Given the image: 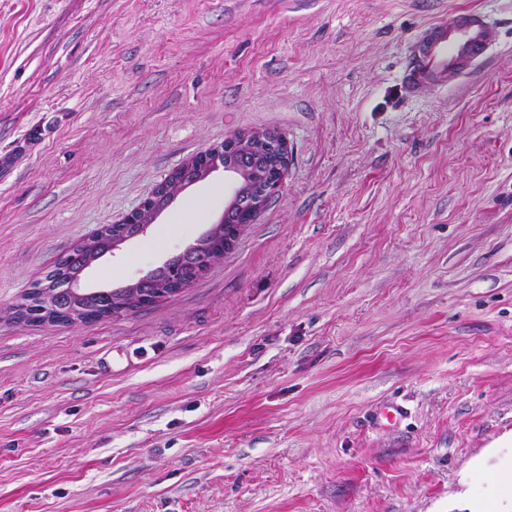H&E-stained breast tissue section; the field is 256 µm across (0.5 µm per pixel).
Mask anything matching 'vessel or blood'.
I'll list each match as a JSON object with an SVG mask.
<instances>
[{
	"mask_svg": "<svg viewBox=\"0 0 512 512\" xmlns=\"http://www.w3.org/2000/svg\"><path fill=\"white\" fill-rule=\"evenodd\" d=\"M489 28L482 11L462 8L430 23L413 42L403 73L415 94L465 78L488 55Z\"/></svg>",
	"mask_w": 512,
	"mask_h": 512,
	"instance_id": "b4317fda",
	"label": "vessel or blood"
}]
</instances>
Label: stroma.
Here are the masks:
<instances>
[{
  "mask_svg": "<svg viewBox=\"0 0 512 512\" xmlns=\"http://www.w3.org/2000/svg\"><path fill=\"white\" fill-rule=\"evenodd\" d=\"M461 7L487 59L409 94L410 42ZM250 129L288 170L206 274L119 317H0V512H512L485 485L512 458V0H0V310ZM235 188H188L85 288Z\"/></svg>",
  "mask_w": 512,
  "mask_h": 512,
  "instance_id": "35a3bbf8",
  "label": "stroma"
}]
</instances>
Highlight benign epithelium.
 Here are the masks:
<instances>
[{
	"label": "benign epithelium",
	"mask_w": 512,
	"mask_h": 512,
	"mask_svg": "<svg viewBox=\"0 0 512 512\" xmlns=\"http://www.w3.org/2000/svg\"><path fill=\"white\" fill-rule=\"evenodd\" d=\"M289 164L288 144L279 133L275 131L236 132L224 138V143L210 148L187 162H185L174 175L180 177L183 187L205 180L219 168L231 173L238 181V187L228 210H239L246 214L239 224H216L211 232L223 233L224 249L217 256L211 258L215 263L232 250L246 225L251 223V217L261 213L272 198L278 193L282 180H269L266 178V169L271 165L278 167L281 174H286ZM168 182H163L152 194L145 197L132 211L123 216L117 223L106 225L95 232L91 237L79 242L77 248L82 253L83 270L90 269L100 258L97 242L106 239L119 248L125 242L147 232L145 225L147 218H157L159 214L174 200L168 194ZM187 280H162L155 283L156 296L153 298L142 295L141 280L130 282L123 286L122 292L114 300L113 311L121 312L128 308L132 302H140V306L151 305L170 298L187 286ZM88 291L77 285L70 292L63 295L57 288H39L34 300L18 307L16 305L7 310V314L16 320H29L27 308L35 306L39 322L64 321L68 324H77L90 319L86 314L85 300Z\"/></svg>",
	"instance_id": "benign-epithelium-1"
}]
</instances>
